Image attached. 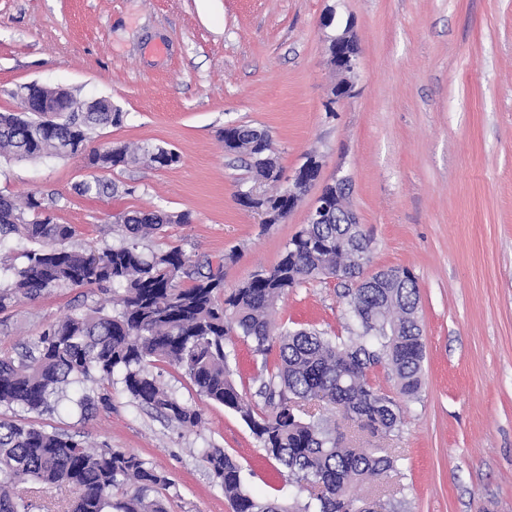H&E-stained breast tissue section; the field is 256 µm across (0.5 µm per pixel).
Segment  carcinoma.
<instances>
[{
	"instance_id": "obj_1",
	"label": "carcinoma",
	"mask_w": 512,
	"mask_h": 512,
	"mask_svg": "<svg viewBox=\"0 0 512 512\" xmlns=\"http://www.w3.org/2000/svg\"><path fill=\"white\" fill-rule=\"evenodd\" d=\"M61 122H42L28 112L0 113V153L17 159L83 156L96 170L118 167H171L180 162L172 148L107 142L91 147V134L118 125L120 112H85L73 95L65 99ZM224 149L247 156L256 175L277 182L280 169L264 129L226 128ZM83 194L115 192V184L97 177L78 186ZM270 223L288 217V189L262 198ZM190 215L164 210L125 213L119 243L73 249L74 229L55 222L35 195L19 208L0 195V237L15 239L16 257L0 256V312L22 299L59 288L112 290V309L99 305L73 313L44 328L16 355H0V406L27 411L55 410L59 394L74 384L118 381L140 406L175 426L191 430L203 421L201 410L178 398L152 373L166 362L189 378L197 393L241 416L288 482L309 497L290 505L257 497L240 463L222 448H206L205 467L228 502L230 512H372L368 498L350 495L354 484L382 480L394 468L386 448L341 445L340 433L301 417L303 403L326 399L372 436H388L403 422V403L417 399L425 361L419 325L416 279L347 289L349 336H327L316 329L275 325L277 302L306 281L355 270L356 256L372 251L359 224H308L285 246L279 262L251 274L224 293V258L191 261L178 246L149 253L140 240L170 224H188ZM188 285H182V282ZM251 342L254 356L268 370L262 380L258 413L238 390L229 370L235 341ZM382 365L396 380L398 398L375 387L370 372ZM111 395L84 394L81 414L108 407ZM24 484L65 485L74 497L64 512H167L151 493L172 486L145 460L112 448L92 450L78 434L48 432L34 424L0 419V512H31Z\"/></svg>"
}]
</instances>
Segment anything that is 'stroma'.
<instances>
[{"label":"stroma","instance_id":"35a3bbf8","mask_svg":"<svg viewBox=\"0 0 512 512\" xmlns=\"http://www.w3.org/2000/svg\"><path fill=\"white\" fill-rule=\"evenodd\" d=\"M351 27L359 65L350 97L330 104L338 77L322 19ZM35 82L80 101L110 99L121 124L93 144L175 149L171 168H117L118 191L83 194L80 157H0V193L41 198L73 225V248L109 246L114 215L156 207L187 212L142 240L181 247L195 261L224 263L231 289L273 267L336 178L373 242L367 273L411 271L420 295L426 359L418 401L385 439L359 431L328 401L306 411L337 426L345 444H379L395 471L368 494L403 501L407 512H512V0H0V112H16L17 88ZM267 129L283 177L315 153L317 179L288 217L265 226L239 191L261 195L247 157L225 151V127ZM347 283L317 279L290 289L276 323L348 336ZM108 292L61 288L0 314V350L15 353L52 322L107 303ZM152 372L180 399L201 404L202 423L178 429L138 405L121 385L92 416L61 408L29 414L0 407L47 431L86 437L140 456L164 472L168 512H227L201 460L218 447L251 472L265 498L302 500L233 410L201 402L193 384L164 362Z\"/></svg>","mask_w":512,"mask_h":512}]
</instances>
